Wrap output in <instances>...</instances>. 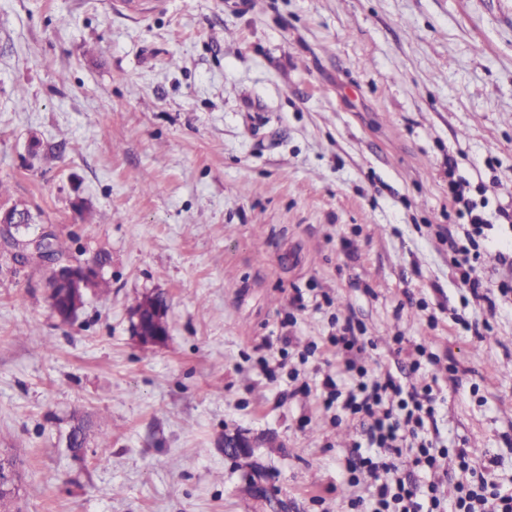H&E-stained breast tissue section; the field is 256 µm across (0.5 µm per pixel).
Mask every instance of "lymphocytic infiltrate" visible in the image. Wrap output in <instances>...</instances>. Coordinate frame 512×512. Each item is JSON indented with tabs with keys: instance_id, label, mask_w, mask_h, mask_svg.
<instances>
[{
	"instance_id": "1",
	"label": "lymphocytic infiltrate",
	"mask_w": 512,
	"mask_h": 512,
	"mask_svg": "<svg viewBox=\"0 0 512 512\" xmlns=\"http://www.w3.org/2000/svg\"><path fill=\"white\" fill-rule=\"evenodd\" d=\"M360 338L352 324L341 327L329 343L342 354L340 372L349 386L325 378L327 404L336 405L347 417L365 422L360 440L354 442L350 484L358 472H368L375 483L372 512H512V489L495 478L497 458L473 466L466 449L449 451L428 436L427 424L435 417L432 384L416 387L390 370H371L358 364L352 352ZM455 454L466 481L457 483L454 502H446L433 481L407 482L404 471L430 474L438 471L448 454Z\"/></svg>"
}]
</instances>
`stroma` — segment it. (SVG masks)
Listing matches in <instances>:
<instances>
[{
	"mask_svg": "<svg viewBox=\"0 0 512 512\" xmlns=\"http://www.w3.org/2000/svg\"><path fill=\"white\" fill-rule=\"evenodd\" d=\"M452 179L486 221L483 299L448 248ZM16 202L110 293L62 321L49 264L0 226L11 512H271L233 433L289 512H369L371 478L348 483L358 424L321 386L348 319L366 367L426 347L409 380L437 379L440 440L498 456L512 487V0H0ZM149 293L161 348L132 334Z\"/></svg>",
	"mask_w": 512,
	"mask_h": 512,
	"instance_id": "obj_1",
	"label": "stroma"
}]
</instances>
